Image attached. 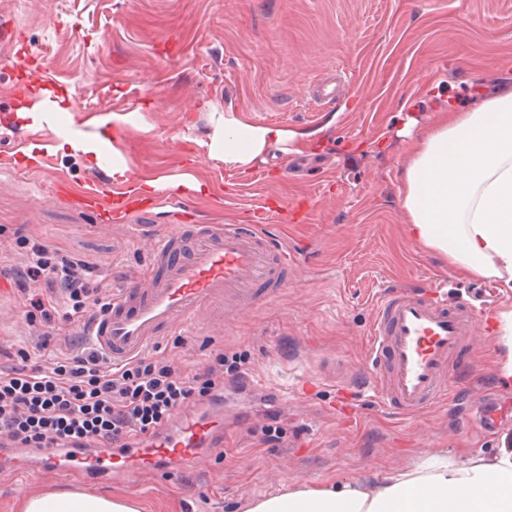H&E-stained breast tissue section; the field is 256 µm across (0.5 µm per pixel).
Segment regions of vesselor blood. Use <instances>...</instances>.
<instances>
[{
    "label": "vessel or blood",
    "instance_id": "1",
    "mask_svg": "<svg viewBox=\"0 0 512 512\" xmlns=\"http://www.w3.org/2000/svg\"><path fill=\"white\" fill-rule=\"evenodd\" d=\"M64 194L109 215L143 213L127 185L91 180L64 186ZM186 205L179 223L154 240L150 271L114 294L90 326L92 345L112 364L144 355L161 330L194 324L221 307L226 318L256 308L288 282L291 257L273 243L263 218L249 224H194ZM476 315L438 300L433 287L418 292L383 289L369 331L366 385L392 414L408 417L448 398L449 369L467 346ZM227 439L223 407L189 403L156 434L122 453L109 446L77 449L50 445L27 450L0 432V468L34 459L38 471L81 475L92 481L145 473L174 474L212 457Z\"/></svg>",
    "mask_w": 512,
    "mask_h": 512
}]
</instances>
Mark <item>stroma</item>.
Instances as JSON below:
<instances>
[{
  "label": "stroma",
  "instance_id": "35a3bbf8",
  "mask_svg": "<svg viewBox=\"0 0 512 512\" xmlns=\"http://www.w3.org/2000/svg\"><path fill=\"white\" fill-rule=\"evenodd\" d=\"M16 20L0 40V346L36 339L14 281L30 243L92 267L91 287L108 297L146 273L149 225L174 223L178 195L144 221L102 222L50 191L54 180L75 186L100 176L99 165L50 152V128L19 124V95L39 104L45 92L69 93L71 107L100 116L149 100L119 149L136 174L183 171L205 136L211 113L233 106L255 125L316 132L301 151L270 154L245 172L200 158L193 196L204 224H244L268 209L271 235L288 241L296 263L280 294L223 328H186L149 354L200 368L214 346L247 354L252 375L275 398L287 428L283 445L247 440L265 422L261 393L225 389L243 430L224 457L172 476L142 475L138 486L28 472L0 478V512H16L30 494L109 493L140 512H244L255 499L303 486L371 481L415 467L434 451L461 455L498 448L512 437V383L497 374L490 332L476 325L451 370L445 405L405 419L367 399L337 413L330 383L307 381L344 364L366 370L374 305L389 285L440 283L449 305L480 314L512 309V293L488 279L451 278L438 256L401 231L400 170L409 153L406 112L426 129L438 112H465L512 90V0H0ZM48 72L51 83L35 82ZM333 77L342 90L316 104L313 86ZM46 144L38 163L20 160L21 145ZM505 409L495 433L479 426V401Z\"/></svg>",
  "mask_w": 512,
  "mask_h": 512
}]
</instances>
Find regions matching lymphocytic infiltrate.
<instances>
[{
	"label": "lymphocytic infiltrate",
	"instance_id": "obj_1",
	"mask_svg": "<svg viewBox=\"0 0 512 512\" xmlns=\"http://www.w3.org/2000/svg\"><path fill=\"white\" fill-rule=\"evenodd\" d=\"M90 266L55 255L35 243L16 280L28 323L40 341L18 349L13 365L0 367V431L17 444L39 449L109 443L126 450L131 440L156 432L189 402H204L225 386L241 385L247 355L215 347L207 364L184 370L164 357H138L110 366L99 352L59 354L51 350L56 327L55 290H62L74 317L88 319ZM43 291H35V283Z\"/></svg>",
	"mask_w": 512,
	"mask_h": 512
}]
</instances>
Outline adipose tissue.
Here are the masks:
<instances>
[{"label":"adipose tissue","instance_id":"1","mask_svg":"<svg viewBox=\"0 0 512 512\" xmlns=\"http://www.w3.org/2000/svg\"><path fill=\"white\" fill-rule=\"evenodd\" d=\"M133 113H112L88 137L60 136L55 148L78 152L88 162L112 155V180L134 182L144 197L155 191L206 185L185 172L170 179H134L120 152L110 145ZM211 129L196 139L198 154L245 171L274 150L289 152L298 132L244 122L232 109L210 115ZM401 209L411 241L441 255L450 271L481 277L512 292V92L484 99L472 111L448 109L412 143L402 171ZM18 512H138L120 497L83 492L33 495ZM245 512H512V445L464 458L445 453L426 457L410 470L389 472L368 483L347 481L308 487L249 503Z\"/></svg>","mask_w":512,"mask_h":512}]
</instances>
